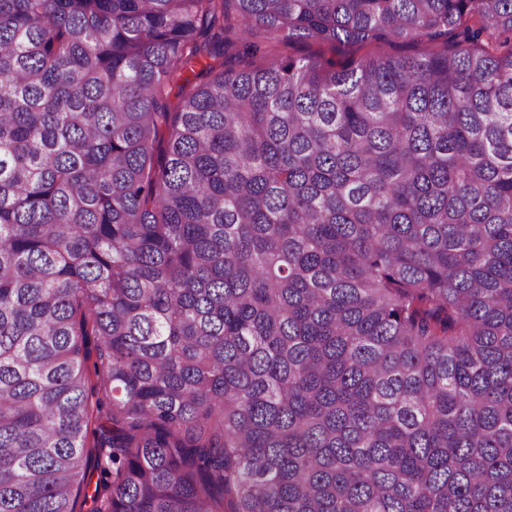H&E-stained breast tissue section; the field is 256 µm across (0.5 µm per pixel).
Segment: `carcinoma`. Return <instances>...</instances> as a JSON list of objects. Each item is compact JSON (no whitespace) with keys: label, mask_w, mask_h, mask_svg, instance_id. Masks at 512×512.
Listing matches in <instances>:
<instances>
[{"label":"carcinoma","mask_w":512,"mask_h":512,"mask_svg":"<svg viewBox=\"0 0 512 512\" xmlns=\"http://www.w3.org/2000/svg\"><path fill=\"white\" fill-rule=\"evenodd\" d=\"M92 457L91 512H512V0H0V512ZM274 52L284 57L308 56L317 58L334 56L330 45L318 41H296L290 44H277ZM432 48L433 47H430L426 43L416 44L414 47H409L405 49H398L394 44L387 42L363 45H350L342 51H338L336 49V60H342L347 57L360 58L370 53L398 54L400 51L412 53Z\"/></svg>","instance_id":"obj_1"}]
</instances>
